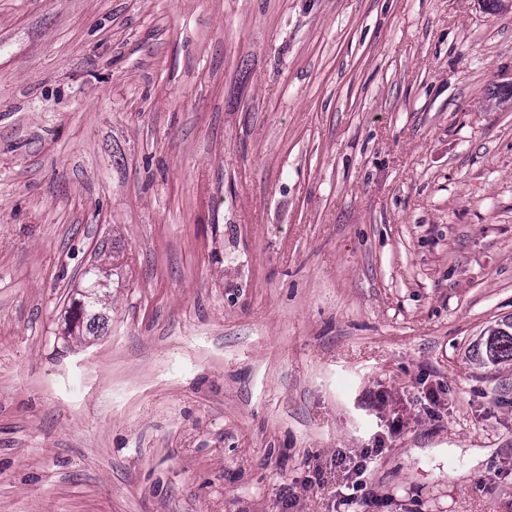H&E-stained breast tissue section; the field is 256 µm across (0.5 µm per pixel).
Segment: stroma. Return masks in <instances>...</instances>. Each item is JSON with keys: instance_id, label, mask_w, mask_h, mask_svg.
I'll use <instances>...</instances> for the list:
<instances>
[{"instance_id": "stroma-1", "label": "stroma", "mask_w": 512, "mask_h": 512, "mask_svg": "<svg viewBox=\"0 0 512 512\" xmlns=\"http://www.w3.org/2000/svg\"><path fill=\"white\" fill-rule=\"evenodd\" d=\"M508 83L480 0H0V512H512ZM99 282H94L90 288H85L79 295L81 299L74 300L69 311V335L77 332L78 338L98 336L105 326V316L98 309L100 303ZM503 321L488 328L473 343L469 353L475 365L490 367L512 362V321Z\"/></svg>"}]
</instances>
